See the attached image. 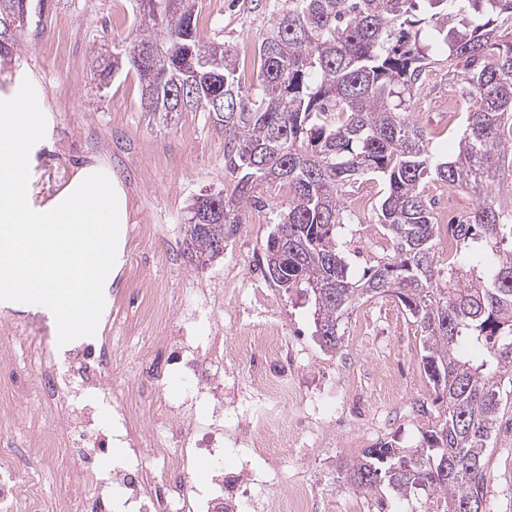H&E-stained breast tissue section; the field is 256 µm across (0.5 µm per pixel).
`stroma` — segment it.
I'll return each mask as SVG.
<instances>
[{
  "label": "stroma",
  "instance_id": "35a3bbf8",
  "mask_svg": "<svg viewBox=\"0 0 512 512\" xmlns=\"http://www.w3.org/2000/svg\"><path fill=\"white\" fill-rule=\"evenodd\" d=\"M201 39L217 40L234 50L242 85H257L255 50L273 22L275 0H198ZM133 0H49L40 23L17 32L11 60L0 63V90L20 87L26 76L38 79L52 116L46 141L35 152L32 193L42 198L67 183L82 165L99 160L111 166L126 200L123 263L112 277L110 303H118L132 277L153 283L154 302L177 317L194 298L193 291H219L215 304L188 328L192 336H218L232 345L251 330L255 289L269 296L268 309L288 342L298 366L294 381L300 400L275 413L284 422L306 414L308 397L324 402L330 416L345 415V429H329L326 443L311 440L305 451L290 458L281 474L280 493L295 484L311 485L320 512H344L345 502L357 512H430L432 498L414 490L401 495L388 485L371 491L344 484L341 467L361 457L374 442L400 448L419 445L421 435L442 416L445 405L435 395L420 362L416 326L396 297L358 306L343 324L339 351L320 346L307 296L282 292L263 276L262 246L271 218L288 201L287 190L269 197L266 208L247 209L245 220L222 255L201 266L185 250L188 206L193 197L232 194L235 182L224 170V133L204 112H176L171 120L149 119L140 108L141 86L135 74H115L97 89L93 73L106 53L130 32ZM464 102L448 83V67L438 62L422 75L410 103L414 120L430 135V148L440 156L454 152ZM425 196L439 225L437 254L448 259L451 226L477 204L469 192L439 182L427 183ZM155 233L136 249L139 225ZM340 249L355 273L390 249L384 229L375 222L345 225ZM402 389L388 395V379ZM384 407L386 422L378 438L363 434L367 416ZM490 479L484 489L483 512H512V400L501 411L487 451Z\"/></svg>",
  "mask_w": 512,
  "mask_h": 512
}]
</instances>
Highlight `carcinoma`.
Listing matches in <instances>:
<instances>
[{
    "label": "carcinoma",
    "mask_w": 512,
    "mask_h": 512,
    "mask_svg": "<svg viewBox=\"0 0 512 512\" xmlns=\"http://www.w3.org/2000/svg\"><path fill=\"white\" fill-rule=\"evenodd\" d=\"M21 2L0 0L1 58L14 47L3 20L22 25L32 16ZM420 2L281 0L259 42V85L250 91L231 50L198 38L197 0H136L121 60L100 71V81L126 67L141 84L142 111L164 120L177 107L207 112L224 128V168L236 184L231 197L214 201L223 219L187 224L192 256L217 257L244 209L286 186L288 203L263 248L264 274L285 293L310 292L321 346L340 348L342 324L360 303L398 298L420 333L423 370L436 400L446 403L444 419L415 448L366 449L344 479L357 489L423 490L436 512H461L483 503L488 444L504 386L512 388V213L492 195L512 154L504 137L512 126V45L497 40L498 29L512 26V0H428L440 8L431 15L438 33L470 16L451 40L422 38ZM432 52L447 54L448 80L466 103L458 151L447 160L430 151L409 112ZM201 56L216 65L200 68ZM189 80L193 94L178 99L175 84ZM218 97L222 112L211 104ZM366 175L385 186L375 218L391 249L354 277L337 232L351 223L346 187ZM428 180L477 200L454 225L456 240L472 250L454 254L446 267L436 259Z\"/></svg>",
    "instance_id": "carcinoma-1"
}]
</instances>
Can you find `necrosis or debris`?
<instances>
[{
	"instance_id": "necrosis-or-debris-1",
	"label": "necrosis or debris",
	"mask_w": 512,
	"mask_h": 512,
	"mask_svg": "<svg viewBox=\"0 0 512 512\" xmlns=\"http://www.w3.org/2000/svg\"><path fill=\"white\" fill-rule=\"evenodd\" d=\"M151 296L150 288H137L135 312L126 327L134 332L144 321L163 322L164 359L159 367L184 383L182 396L143 400L133 397L121 381L105 376L102 360L123 348V337L107 332L98 341L82 344L64 370L49 344L39 343L31 354L44 365V372L35 386L0 393V418L26 408L29 397H37L39 405L30 415L32 445L40 449L42 462L79 494L61 505L45 499L28 472L18 468L15 445L1 440L0 472L8 481L0 484V498L9 502L12 512H112L117 502L121 512H237L238 483L243 480L261 490L253 503L255 512H318V497L307 487L294 486L282 496L276 492L280 469L288 464L284 446L293 440L288 430L262 426L246 435L227 433L219 426L224 396L259 415L293 400L288 382L293 362L277 329L265 324L253 335L238 338L234 361L248 366L254 378L248 385L234 381L221 390L211 387L210 380L224 364L223 351L203 348L201 338L188 335L184 328L189 314L165 318L151 304ZM89 390L112 408L111 435L95 430L96 409L83 400ZM204 399L213 403L208 419L188 418V411ZM147 420L152 427L146 431L142 424ZM116 441L126 444L128 457L113 477L106 478L96 466V456ZM242 444L258 456L277 460V467L261 476L246 467L225 470V446ZM199 454L214 461V474L204 491L198 490L189 472L190 457Z\"/></svg>"
}]
</instances>
